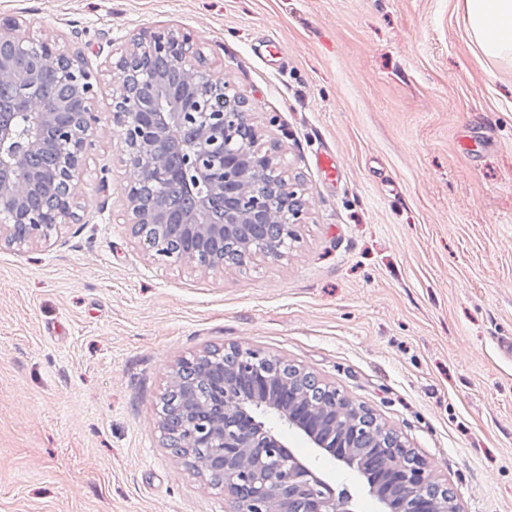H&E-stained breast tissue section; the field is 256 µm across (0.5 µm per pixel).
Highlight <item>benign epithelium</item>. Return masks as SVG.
Instances as JSON below:
<instances>
[{"label": "benign epithelium", "mask_w": 512, "mask_h": 512, "mask_svg": "<svg viewBox=\"0 0 512 512\" xmlns=\"http://www.w3.org/2000/svg\"><path fill=\"white\" fill-rule=\"evenodd\" d=\"M17 29L14 21L0 25V86L7 81L13 88L11 111L0 113V241L23 246L50 241L73 214L75 181L101 127L94 108L100 78L83 58ZM112 68L120 74L112 121L132 173L125 188L132 231L145 248L162 260L170 256L168 236L179 234L186 246L176 258L187 264H224V244L232 239L236 264L262 252L278 255L303 212L290 204L288 219H281L266 180L276 165L258 149V131L244 129L236 112L209 111L208 91L227 94L230 88L204 65L196 34L154 28ZM41 73L72 90L69 103L55 112L37 90ZM167 184L179 187L201 220L187 224L182 211L146 203ZM224 356L208 365L201 357L179 363L177 379L201 384L206 401L169 410L163 429L171 448L208 449L197 461L224 474L229 512H356L352 494H335L309 463L283 451L286 432L356 471L379 512H439L433 494L395 492L398 485L411 489L430 481L425 461L402 469L386 465L404 447L401 440L379 439L369 455L353 454L370 424L335 387L307 379L332 399L321 417L295 385L270 377L267 367L276 357L239 345Z\"/></svg>", "instance_id": "7a95c632"}]
</instances>
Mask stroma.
<instances>
[{
    "mask_svg": "<svg viewBox=\"0 0 512 512\" xmlns=\"http://www.w3.org/2000/svg\"><path fill=\"white\" fill-rule=\"evenodd\" d=\"M7 19L84 52L104 125L58 235L0 245V512H227L161 401L233 343L369 409L457 512H512V63L464 0H0ZM159 25L194 31L296 192L281 255L187 266L134 237L111 65ZM315 474L377 512L343 463Z\"/></svg>",
    "mask_w": 512,
    "mask_h": 512,
    "instance_id": "obj_1",
    "label": "stroma"
}]
</instances>
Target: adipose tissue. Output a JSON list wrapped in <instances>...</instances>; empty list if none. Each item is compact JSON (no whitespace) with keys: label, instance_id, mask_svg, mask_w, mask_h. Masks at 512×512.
<instances>
[{"label":"adipose tissue","instance_id":"adipose-tissue-1","mask_svg":"<svg viewBox=\"0 0 512 512\" xmlns=\"http://www.w3.org/2000/svg\"><path fill=\"white\" fill-rule=\"evenodd\" d=\"M467 31L494 61L512 59V0H465Z\"/></svg>","mask_w":512,"mask_h":512}]
</instances>
